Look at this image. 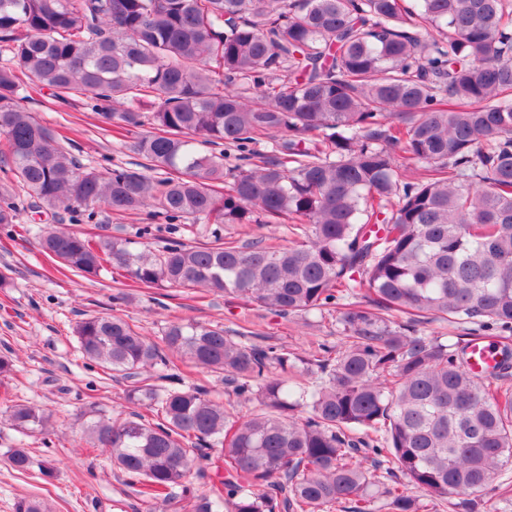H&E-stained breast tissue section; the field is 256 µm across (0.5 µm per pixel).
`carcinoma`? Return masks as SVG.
Here are the masks:
<instances>
[{"label":"carcinoma","instance_id":"1","mask_svg":"<svg viewBox=\"0 0 512 512\" xmlns=\"http://www.w3.org/2000/svg\"><path fill=\"white\" fill-rule=\"evenodd\" d=\"M29 87L84 96L120 134L152 125L131 144L147 170L80 165L25 110ZM0 138V224L17 221L24 194L71 224L147 209L174 230L287 222L296 237L239 245L215 229L201 246L151 251L26 228L76 273L121 270L283 315L354 299L344 348L297 362L205 323L172 321L157 343L119 316L78 322L82 355L152 413L94 411L87 445L147 499L191 493L212 448L217 482L199 512H376L381 499L419 512L379 470L477 505L512 466V0H0ZM266 143L272 160L254 164ZM420 317L496 339L494 371L468 370L469 341L417 334ZM176 360L224 374L257 408L236 416L202 386L152 383ZM4 416L28 433L52 419L14 400ZM6 457L33 464L27 448ZM14 512L50 510L22 497Z\"/></svg>","mask_w":512,"mask_h":512}]
</instances>
